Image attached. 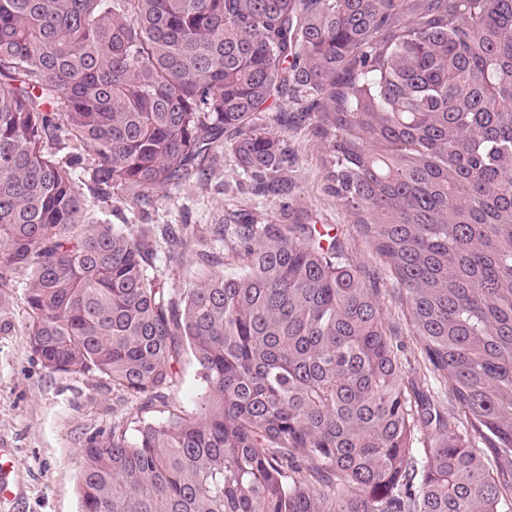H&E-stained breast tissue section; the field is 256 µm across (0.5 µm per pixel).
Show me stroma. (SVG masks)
Segmentation results:
<instances>
[{
  "instance_id": "1",
  "label": "stroma",
  "mask_w": 512,
  "mask_h": 512,
  "mask_svg": "<svg viewBox=\"0 0 512 512\" xmlns=\"http://www.w3.org/2000/svg\"><path fill=\"white\" fill-rule=\"evenodd\" d=\"M284 138L295 155L285 173L290 208L299 216L317 218L341 239L349 262L362 276L376 280L386 325L404 346L401 360L416 363L419 340L413 334L409 307L394 290L388 266L327 191L330 155L308 123L292 121ZM211 168L207 184L189 182L179 188L149 190L145 205L122 192L112 199L136 232H144L149 224L188 225L187 243L174 258H167V244L159 239L154 242L159 255L156 266L168 287L194 286L191 264L208 225L226 223L235 211L250 213L261 224L281 221L279 203L252 194L228 149L215 151ZM25 291V280L19 277L0 295V443L16 459L21 483L17 499L5 512H78L77 476L86 439L109 431L115 422L132 421L140 404L114 392L99 376L52 374L43 368L24 333L28 318ZM202 388L196 367L186 366L180 385L168 392L165 402L151 408L150 419H165L177 409H197Z\"/></svg>"
}]
</instances>
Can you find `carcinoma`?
Listing matches in <instances>:
<instances>
[{
    "instance_id": "carcinoma-1",
    "label": "carcinoma",
    "mask_w": 512,
    "mask_h": 512,
    "mask_svg": "<svg viewBox=\"0 0 512 512\" xmlns=\"http://www.w3.org/2000/svg\"><path fill=\"white\" fill-rule=\"evenodd\" d=\"M286 102L462 415L316 225L237 214L214 234L239 272L179 291L94 216L224 146L284 202ZM21 273L48 371L143 410L188 360L205 383L86 441L80 512H512V0H0V289Z\"/></svg>"
}]
</instances>
